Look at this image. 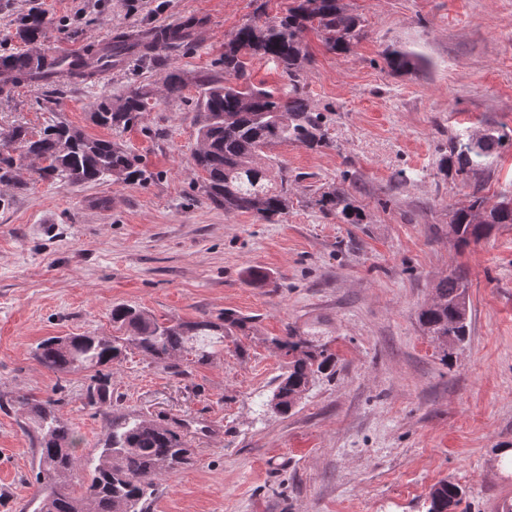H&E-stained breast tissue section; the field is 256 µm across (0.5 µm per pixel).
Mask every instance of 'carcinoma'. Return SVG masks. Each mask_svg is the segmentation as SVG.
Returning a JSON list of instances; mask_svg holds the SVG:
<instances>
[{
	"label": "carcinoma",
	"mask_w": 512,
	"mask_h": 512,
	"mask_svg": "<svg viewBox=\"0 0 512 512\" xmlns=\"http://www.w3.org/2000/svg\"><path fill=\"white\" fill-rule=\"evenodd\" d=\"M49 20L32 15L20 28L21 38L38 44ZM184 25L162 37L133 36L119 32L104 46L87 52L88 61L67 65L61 57L44 55L40 68L49 73H28L26 55L3 58L5 73L0 75V96H8L33 80H92L109 69L112 61L129 51L156 52L189 37ZM318 33L326 49L336 55L350 53L362 37L358 15L350 12L344 0H293L287 13L275 20L243 23L224 41V78L212 76L202 84L199 103V147L192 154L193 164L205 173L202 197L224 208V213H249L269 224L288 215L290 189L288 176L270 154L273 147L292 143L311 150L330 146L322 116L311 106L301 82L309 60L305 33ZM266 59L281 69L288 84L267 89L249 81L247 61ZM387 66L395 72L408 71L419 62V55L405 48H392L385 54ZM185 82L177 70L167 72L159 93L166 98L182 95ZM150 94L134 89L114 99L102 93L91 117L98 126L125 129L145 112ZM504 146L503 136L493 132L478 138L467 136L448 144V156L439 161V170L451 164L464 174ZM28 170L41 180L72 185L97 182L105 176L124 181L137 178L138 157L116 141L91 138L62 121H54L33 136L21 126L0 129V184L20 187L21 173ZM319 209L334 214L346 224H362L365 214L351 195L340 187L321 193ZM504 224L512 225V197L502 195L491 208L477 197L464 208L452 212L450 228L458 243L487 239ZM436 305H425L418 322L429 336H449L454 346L463 345L470 330L468 280L454 272L435 287ZM112 324L121 336H52L39 343L36 359L55 373L76 368L91 369V380L102 383L87 387L92 406L112 404L111 375L103 369L134 348L155 363L175 368V360L186 364L204 363L224 345V334L253 329V319L224 313L218 324L206 317L194 321L161 322L153 315L127 305L112 307ZM271 345L287 360V371L278 377L270 409L280 415L291 412L306 396L320 375L332 374L335 355L321 338L318 326L306 329L286 327L285 334L270 339ZM17 403L27 410L34 426L37 472L33 502L36 512H148L156 481L165 473L191 462L192 452L184 435L166 425L144 418L112 415L110 432L89 467V481L76 491L68 476L77 463V438L44 403L21 397ZM465 490L441 481L427 497V512H455Z\"/></svg>",
	"instance_id": "cac0c4a2"
}]
</instances>
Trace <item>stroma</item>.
<instances>
[{
  "label": "stroma",
  "mask_w": 512,
  "mask_h": 512,
  "mask_svg": "<svg viewBox=\"0 0 512 512\" xmlns=\"http://www.w3.org/2000/svg\"><path fill=\"white\" fill-rule=\"evenodd\" d=\"M290 0H0V56L24 52L17 31L32 12L50 21L48 46L193 19L186 50L133 58L95 84L29 83L0 98V126L37 132L54 120L115 140L140 158L135 181L84 185L27 178L2 188L0 207V512H33L35 449L17 399L53 400L79 438L73 487L113 413L188 422L191 465L157 482L151 512H425L430 488L465 487L457 512L512 505V225L458 245L453 209L512 194V145L468 174L440 172L451 140L487 130L512 137V0H345L364 36L344 56L308 32L302 83L326 115L331 147L275 148L292 205L269 224L225 214L201 194L199 82L222 71L224 41L244 22L286 12ZM424 62L392 73L383 53ZM179 70L181 97L157 90ZM152 92L127 129L91 120L100 93ZM366 215L345 224L320 212L329 186ZM470 283L471 334L451 363L417 322L437 281ZM159 319L253 318L224 351L182 374L135 351L114 363L109 407L89 405L87 371L41 366L49 336L113 335V305ZM319 323L336 354L287 415L268 401L284 370L269 343L286 325Z\"/></svg>",
  "instance_id": "1"
}]
</instances>
